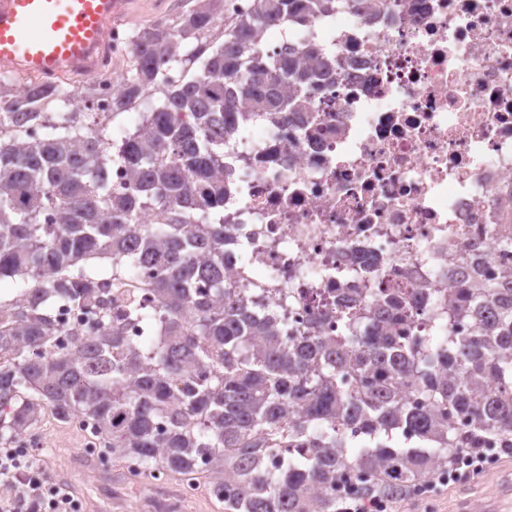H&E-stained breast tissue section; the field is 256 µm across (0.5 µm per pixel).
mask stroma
Listing matches in <instances>:
<instances>
[{"label": "stroma", "mask_w": 512, "mask_h": 512, "mask_svg": "<svg viewBox=\"0 0 512 512\" xmlns=\"http://www.w3.org/2000/svg\"><path fill=\"white\" fill-rule=\"evenodd\" d=\"M196 0H135L128 13L117 23L119 29L135 34L161 17L177 19L193 8ZM42 453L46 458L49 478L66 477L75 485L88 504L86 512H224L222 502L213 497L206 479H199L192 494H185L181 477L172 475L163 485L144 490H129L123 480V460L112 462L111 471L100 468L85 470L87 457L82 452V437L73 427L47 420L42 431ZM489 464L466 485L449 483L436 496L421 501L414 493L396 497V512H448L462 489H469L473 501H480L489 489L491 480L501 478L512 467V452L503 449L488 451Z\"/></svg>", "instance_id": "stroma-1"}]
</instances>
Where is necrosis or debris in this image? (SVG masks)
I'll return each instance as SVG.
<instances>
[{"mask_svg": "<svg viewBox=\"0 0 512 512\" xmlns=\"http://www.w3.org/2000/svg\"><path fill=\"white\" fill-rule=\"evenodd\" d=\"M313 39L336 62L314 111L236 119L225 279L287 336L392 297L414 335H468L463 264L512 279V0L341 4L273 50Z\"/></svg>", "mask_w": 512, "mask_h": 512, "instance_id": "necrosis-or-debris-1", "label": "necrosis or debris"}]
</instances>
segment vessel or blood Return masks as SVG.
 <instances>
[{"mask_svg": "<svg viewBox=\"0 0 512 512\" xmlns=\"http://www.w3.org/2000/svg\"><path fill=\"white\" fill-rule=\"evenodd\" d=\"M130 0H0V75L93 76L108 54L112 24ZM484 512H512V478Z\"/></svg>", "mask_w": 512, "mask_h": 512, "instance_id": "obj_1", "label": "vessel or blood"}]
</instances>
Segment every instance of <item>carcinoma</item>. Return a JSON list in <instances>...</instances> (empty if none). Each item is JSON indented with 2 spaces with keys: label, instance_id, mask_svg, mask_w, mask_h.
Returning a JSON list of instances; mask_svg holds the SVG:
<instances>
[{
  "label": "carcinoma",
  "instance_id": "carcinoma-1",
  "mask_svg": "<svg viewBox=\"0 0 512 512\" xmlns=\"http://www.w3.org/2000/svg\"><path fill=\"white\" fill-rule=\"evenodd\" d=\"M336 2L255 0L224 30V0H197L176 25L152 22L132 38L112 111L161 97L145 131L119 145L75 109L49 115L72 98L92 107L96 85L73 94L36 84L17 96L0 83V123L19 131L0 137V281L30 282L23 293L38 299L0 307V438L43 410L62 422L81 417L114 458L181 476L208 463L203 476L229 489L224 512H336L330 488L345 467L374 475L348 491L393 498L432 474L434 459L454 463L488 433L512 448V283L456 289L448 319L468 321V336H414L388 308L363 334L358 309L336 336L286 337L224 285V125L243 102L255 113L312 111L319 70L309 62L320 46L277 58L268 38ZM189 65L191 77L173 75ZM114 165L125 191H112ZM143 212L154 222L138 223ZM103 257L110 275L87 265ZM136 267L152 272L145 291L159 330L149 342L123 335L125 315L109 299L110 284ZM58 301L98 310L69 332L71 348L55 343ZM400 384L423 401L407 406ZM459 414L471 423L466 435L455 428ZM340 419L358 423L360 436L336 429ZM285 441L277 466L256 457Z\"/></svg>",
  "mask_w": 512,
  "mask_h": 512
}]
</instances>
